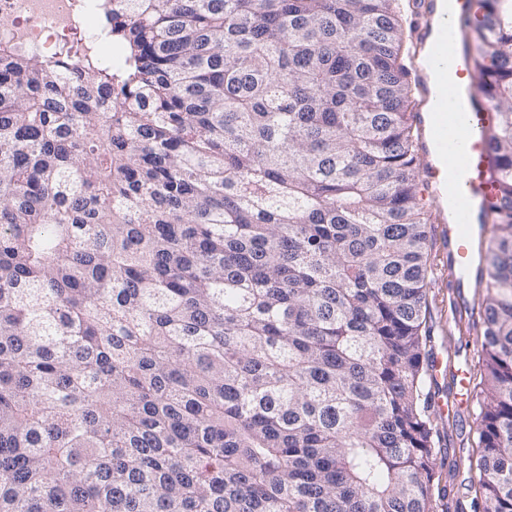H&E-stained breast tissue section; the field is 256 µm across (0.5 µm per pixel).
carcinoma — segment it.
Here are the masks:
<instances>
[{"mask_svg": "<svg viewBox=\"0 0 512 512\" xmlns=\"http://www.w3.org/2000/svg\"><path fill=\"white\" fill-rule=\"evenodd\" d=\"M128 58L0 55V512H437L407 0H109ZM482 512H512V0Z\"/></svg>", "mask_w": 512, "mask_h": 512, "instance_id": "1", "label": "carcinoma"}]
</instances>
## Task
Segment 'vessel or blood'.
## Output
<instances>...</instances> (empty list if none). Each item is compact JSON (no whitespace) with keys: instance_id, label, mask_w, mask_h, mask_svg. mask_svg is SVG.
<instances>
[{"instance_id":"obj_1","label":"vessel or blood","mask_w":512,"mask_h":512,"mask_svg":"<svg viewBox=\"0 0 512 512\" xmlns=\"http://www.w3.org/2000/svg\"><path fill=\"white\" fill-rule=\"evenodd\" d=\"M477 17L474 0H418L412 13L411 37L416 53L410 76L420 91L413 116L420 131L417 152L423 160L420 178L434 203L436 230L447 251L441 283L451 289L465 285L477 259L474 240L497 198L491 176L493 155L484 136L495 114L489 101L474 89L469 52L455 38L457 28ZM432 376H450L462 386L466 364L449 367L434 357Z\"/></svg>"}]
</instances>
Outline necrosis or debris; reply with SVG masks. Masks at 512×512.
I'll return each mask as SVG.
<instances>
[{
    "label": "necrosis or debris",
    "mask_w": 512,
    "mask_h": 512,
    "mask_svg": "<svg viewBox=\"0 0 512 512\" xmlns=\"http://www.w3.org/2000/svg\"><path fill=\"white\" fill-rule=\"evenodd\" d=\"M102 0H0V53L54 68L63 57L77 65L120 71L123 49L100 30Z\"/></svg>",
    "instance_id": "obj_1"
}]
</instances>
